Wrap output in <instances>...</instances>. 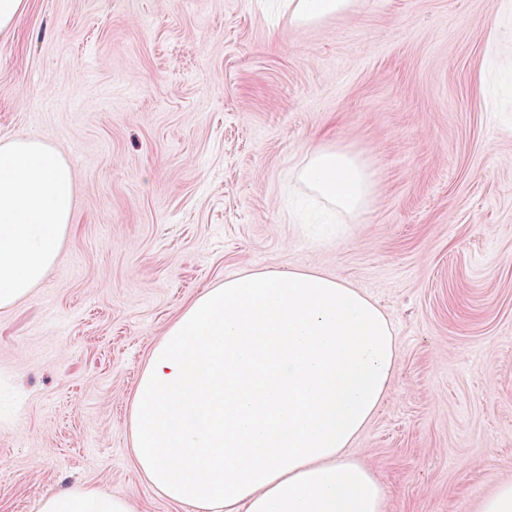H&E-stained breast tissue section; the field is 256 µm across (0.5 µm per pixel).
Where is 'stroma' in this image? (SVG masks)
<instances>
[{
  "label": "stroma",
  "mask_w": 512,
  "mask_h": 512,
  "mask_svg": "<svg viewBox=\"0 0 512 512\" xmlns=\"http://www.w3.org/2000/svg\"><path fill=\"white\" fill-rule=\"evenodd\" d=\"M274 0H29L0 34V140L68 158L55 266L0 310V512L74 482L186 512L133 458L132 393L204 288L315 270L358 288L398 349L348 453L385 512H481L512 481V0H357L299 27ZM340 146L361 215L288 175Z\"/></svg>",
  "instance_id": "1"
}]
</instances>
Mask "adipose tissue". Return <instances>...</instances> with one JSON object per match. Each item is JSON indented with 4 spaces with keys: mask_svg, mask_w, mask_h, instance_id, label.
Masks as SVG:
<instances>
[{
    "mask_svg": "<svg viewBox=\"0 0 512 512\" xmlns=\"http://www.w3.org/2000/svg\"><path fill=\"white\" fill-rule=\"evenodd\" d=\"M355 0H283L292 23ZM337 211L361 214L370 168L336 146L294 170ZM71 163L41 140L0 142V310L55 264L72 224ZM397 360L384 312L360 290L305 270L257 271L188 301L131 399L130 441L148 482L190 512H384V489L346 449L383 401ZM41 512H134L88 484Z\"/></svg>",
    "mask_w": 512,
    "mask_h": 512,
    "instance_id": "ef3b65f1",
    "label": "adipose tissue"
}]
</instances>
